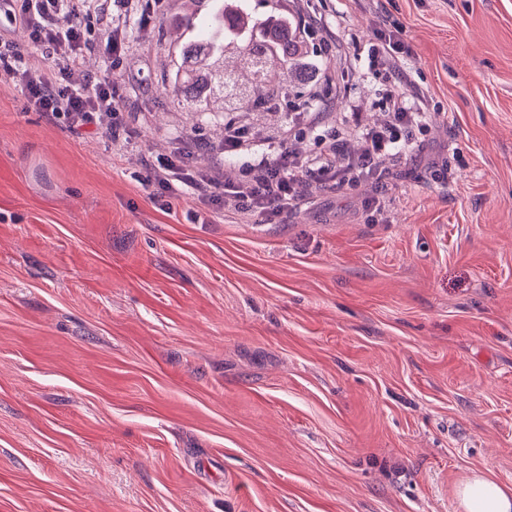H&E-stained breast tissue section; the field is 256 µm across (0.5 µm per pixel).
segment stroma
<instances>
[{"mask_svg": "<svg viewBox=\"0 0 512 512\" xmlns=\"http://www.w3.org/2000/svg\"><path fill=\"white\" fill-rule=\"evenodd\" d=\"M245 3L307 27L308 61L340 79L194 111L172 87L188 0L130 14L124 152L0 77V512H458L472 471L512 486V0ZM120 9L101 0L85 72ZM383 19L448 116L422 160L385 162L390 223L367 222L362 188L284 224L151 200L143 161L175 137L206 142L207 168L230 119L258 151L298 109L322 133L354 108L382 121L384 71L345 55Z\"/></svg>", "mask_w": 512, "mask_h": 512, "instance_id": "35a3bbf8", "label": "stroma"}]
</instances>
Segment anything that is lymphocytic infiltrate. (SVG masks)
Returning a JSON list of instances; mask_svg holds the SVG:
<instances>
[{
	"mask_svg": "<svg viewBox=\"0 0 512 512\" xmlns=\"http://www.w3.org/2000/svg\"><path fill=\"white\" fill-rule=\"evenodd\" d=\"M98 0H0V74L12 80L25 96L28 107L48 117L63 120L75 134L108 115L111 122L99 133L113 147L124 149L129 133L116 118L123 109L113 76L124 55V43L117 29L124 16L114 21L116 30L106 38L107 69L99 76L84 74L83 56L89 47L83 18L91 15ZM22 32L25 43L12 38ZM398 24L376 26L368 44L355 48L354 59L366 60L368 67L387 63L390 88L386 92L388 112L376 127L361 123L359 116L319 135L318 151L309 155L290 152L284 141L268 145L254 154L253 162L239 168L194 169L186 160L196 143L176 138L169 155L146 163L147 182L164 194V212L184 194L196 196L200 209L192 213L196 224H212L226 205H233L243 219L261 224L285 223L288 215L314 194L335 192L344 187L370 186L364 212L370 223L389 221L393 197L381 179L382 159L400 164L420 158L419 135L430 131L432 114L426 100L409 93L402 62L411 49ZM32 44L49 65L31 59L24 50ZM355 136L364 143L360 154L342 149L345 138Z\"/></svg>",
	"mask_w": 512,
	"mask_h": 512,
	"instance_id": "1",
	"label": "lymphocytic infiltrate"
}]
</instances>
